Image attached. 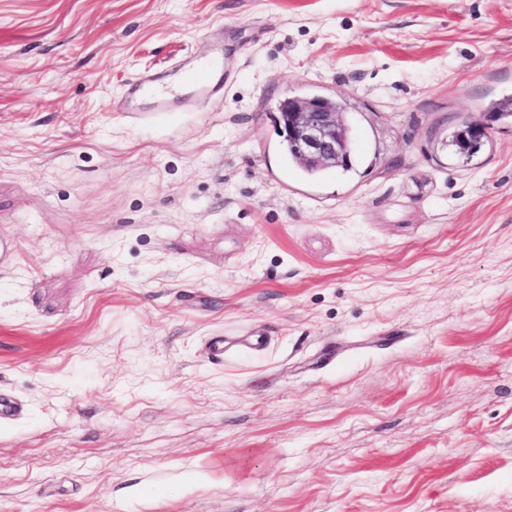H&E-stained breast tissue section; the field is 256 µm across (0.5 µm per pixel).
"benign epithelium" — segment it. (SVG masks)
Wrapping results in <instances>:
<instances>
[{
	"instance_id": "7a95c632",
	"label": "benign epithelium",
	"mask_w": 512,
	"mask_h": 512,
	"mask_svg": "<svg viewBox=\"0 0 512 512\" xmlns=\"http://www.w3.org/2000/svg\"><path fill=\"white\" fill-rule=\"evenodd\" d=\"M288 138L300 165L322 169L338 168L347 163L350 127L342 112L321 98L292 99L281 115ZM489 126L481 119H470L456 131L462 149L488 136Z\"/></svg>"
}]
</instances>
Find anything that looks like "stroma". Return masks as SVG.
Wrapping results in <instances>:
<instances>
[{
	"instance_id": "stroma-1",
	"label": "stroma",
	"mask_w": 512,
	"mask_h": 512,
	"mask_svg": "<svg viewBox=\"0 0 512 512\" xmlns=\"http://www.w3.org/2000/svg\"><path fill=\"white\" fill-rule=\"evenodd\" d=\"M211 32L222 100L118 112ZM510 97L512 0H0V512H512ZM281 119L288 130V133L283 132L282 149L289 163L296 165L291 142L303 167L330 169L341 168L347 163L350 155L348 121L342 112L330 107L323 99H290L288 110ZM352 168L351 152L349 164L342 169L347 172ZM459 129L453 131L448 139V146H452L455 149L456 154L463 158V160L468 161L476 152L477 148H480L481 142H479L472 150L464 153L460 151L456 140L455 135L457 137V142L461 149H467L472 142L483 140L488 136L489 126L481 119H470L464 122Z\"/></svg>"
}]
</instances>
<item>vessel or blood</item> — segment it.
I'll use <instances>...</instances> for the list:
<instances>
[{
  "instance_id": "obj_1",
  "label": "vessel or blood",
  "mask_w": 512,
  "mask_h": 512,
  "mask_svg": "<svg viewBox=\"0 0 512 512\" xmlns=\"http://www.w3.org/2000/svg\"><path fill=\"white\" fill-rule=\"evenodd\" d=\"M171 68L181 82L179 89L164 87L151 78L133 80L119 93L124 111L150 121L158 113L185 112L223 96L227 76L221 52L208 58L187 54L175 59Z\"/></svg>"
}]
</instances>
